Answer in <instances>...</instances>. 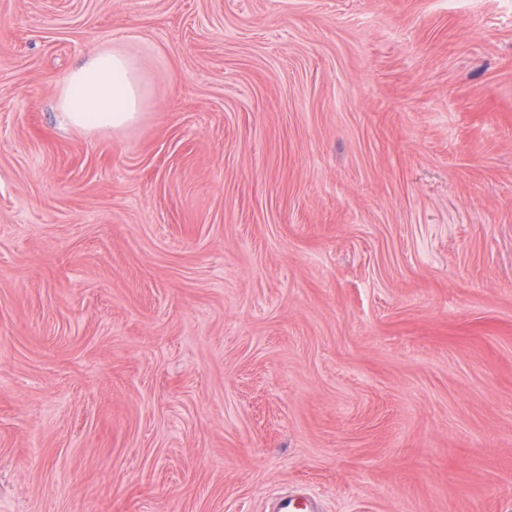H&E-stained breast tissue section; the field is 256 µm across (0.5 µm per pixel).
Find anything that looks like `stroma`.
Wrapping results in <instances>:
<instances>
[{"instance_id":"1","label":"stroma","mask_w":512,"mask_h":512,"mask_svg":"<svg viewBox=\"0 0 512 512\" xmlns=\"http://www.w3.org/2000/svg\"><path fill=\"white\" fill-rule=\"evenodd\" d=\"M287 492L512 512V0H0V512ZM142 101L141 82L130 60L97 51L64 78L58 111L67 125L81 130L121 129L138 119Z\"/></svg>"}]
</instances>
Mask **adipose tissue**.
Listing matches in <instances>:
<instances>
[{"mask_svg":"<svg viewBox=\"0 0 512 512\" xmlns=\"http://www.w3.org/2000/svg\"><path fill=\"white\" fill-rule=\"evenodd\" d=\"M142 101L141 82L130 60L97 51L64 78L58 110L67 125L81 130L120 129L138 119Z\"/></svg>","mask_w":512,"mask_h":512,"instance_id":"obj_1","label":"adipose tissue"}]
</instances>
